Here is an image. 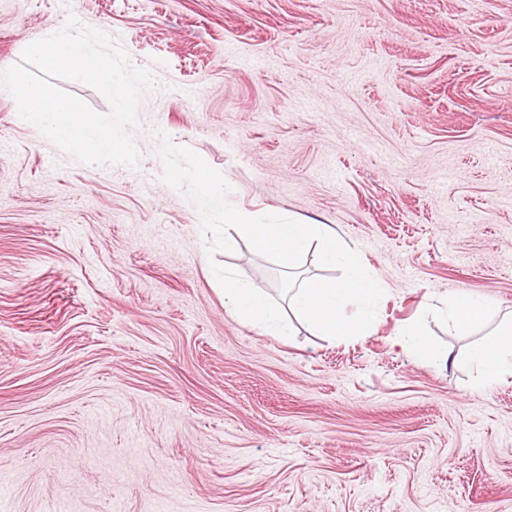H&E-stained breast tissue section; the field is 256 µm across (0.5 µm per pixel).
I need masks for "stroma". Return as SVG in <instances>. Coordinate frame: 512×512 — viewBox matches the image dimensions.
I'll return each mask as SVG.
<instances>
[{
	"label": "stroma",
	"mask_w": 512,
	"mask_h": 512,
	"mask_svg": "<svg viewBox=\"0 0 512 512\" xmlns=\"http://www.w3.org/2000/svg\"><path fill=\"white\" fill-rule=\"evenodd\" d=\"M154 85L137 166L77 160L0 94V512H512V378L429 318L512 313V0H0V70L68 18ZM257 214L331 225L386 285L372 334L288 338L247 242L208 255L152 129ZM490 309L485 298L470 292L459 293L447 310L448 324L457 331L473 332L485 323ZM401 346L411 357L416 359L433 360L441 364H448V352L436 350L428 340L426 326L423 322H414L408 326L401 335Z\"/></svg>",
	"instance_id": "35a3bbf8"
}]
</instances>
